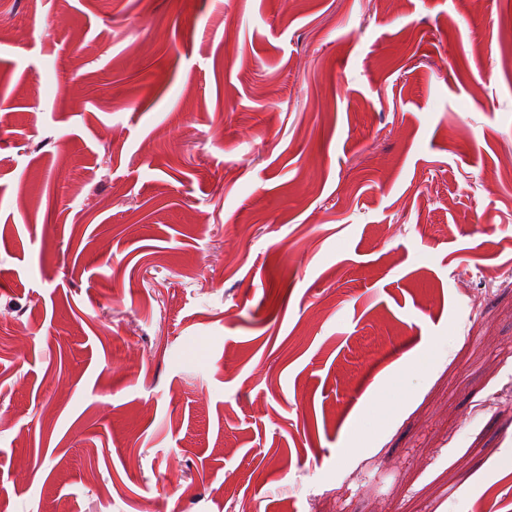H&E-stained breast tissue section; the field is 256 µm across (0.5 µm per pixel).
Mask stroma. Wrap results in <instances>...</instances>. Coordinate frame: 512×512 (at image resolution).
Returning <instances> with one entry per match:
<instances>
[{
  "mask_svg": "<svg viewBox=\"0 0 512 512\" xmlns=\"http://www.w3.org/2000/svg\"><path fill=\"white\" fill-rule=\"evenodd\" d=\"M507 21L0 0L8 512H512Z\"/></svg>",
  "mask_w": 512,
  "mask_h": 512,
  "instance_id": "obj_1",
  "label": "stroma"
}]
</instances>
